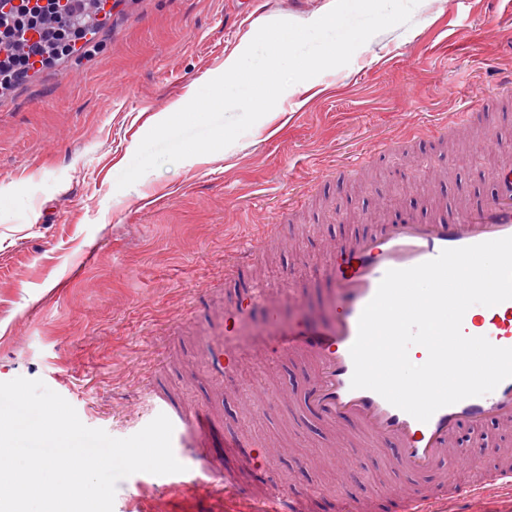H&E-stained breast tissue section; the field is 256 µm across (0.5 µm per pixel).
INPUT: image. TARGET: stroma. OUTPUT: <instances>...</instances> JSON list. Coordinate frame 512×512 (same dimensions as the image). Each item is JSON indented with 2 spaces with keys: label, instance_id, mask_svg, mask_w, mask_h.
Instances as JSON below:
<instances>
[{
  "label": "stroma",
  "instance_id": "obj_1",
  "mask_svg": "<svg viewBox=\"0 0 512 512\" xmlns=\"http://www.w3.org/2000/svg\"><path fill=\"white\" fill-rule=\"evenodd\" d=\"M326 2L263 0L245 24L241 0H112L82 54L0 89V333L18 332L0 342V382L43 380L83 424L126 438L154 418L136 405L143 376L157 372L188 407L219 413L223 437L282 448L259 470L220 448L244 491L259 497L286 484L308 496L310 512H334L341 486L355 499L379 494L385 458L362 456L344 469L330 463L320 424L300 432L280 416L285 375L303 379L306 364L243 353L231 384L261 390L266 403L228 411L200 339L223 334L229 300L260 281L273 288L288 278L304 290L298 304L280 297L282 326L327 321L329 289L319 273L345 230L330 215L343 208L379 224L422 213L457 185V174L435 175L448 154L466 159L487 193L497 191L501 155L468 160L475 146L493 142L495 124L480 119L452 138L444 131L449 114L485 97L512 106L499 87L512 75V40L495 22L512 0H430L415 8L411 26L376 34L348 65L284 92L227 148L161 166L122 190L117 178L147 132L222 74L262 25L299 21ZM425 129L440 137L421 155L408 135ZM382 142L393 146L384 163L339 177ZM157 192L169 202L145 209ZM379 196L390 197L389 208L375 207ZM274 224L285 234L225 283V266ZM181 462L177 476L136 473L118 482L113 512H124L134 487L142 512H225L224 499L199 486V462Z\"/></svg>",
  "mask_w": 512,
  "mask_h": 512
}]
</instances>
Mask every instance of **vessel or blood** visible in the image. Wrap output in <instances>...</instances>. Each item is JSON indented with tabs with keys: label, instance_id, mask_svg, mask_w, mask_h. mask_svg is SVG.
<instances>
[{
	"label": "vessel or blood",
	"instance_id": "b4317fda",
	"mask_svg": "<svg viewBox=\"0 0 512 512\" xmlns=\"http://www.w3.org/2000/svg\"><path fill=\"white\" fill-rule=\"evenodd\" d=\"M487 116L499 122L512 121L497 98L480 101L475 110L458 115L459 124ZM501 190L491 197L468 195L466 201H449L447 212L429 218H405L398 223L379 224L359 232L337 245L323 274L329 284L334 315L330 325L299 328L282 333L273 348L258 345L255 337L239 336V349L222 346L218 340L206 342L216 370H230L240 360V348L273 351L278 356H306L315 363V372L299 392L306 411L339 431L332 453L337 464L350 465L357 443L366 441L377 447L388 444L390 466L397 480L389 490L396 512H439V506L458 497L451 485L429 490L425 478L447 464L463 467L470 463L472 450L461 441L462 430L477 433L495 426L503 435L512 434V378L501 382L489 394L470 397L436 411L428 422H420L393 406L382 396L351 386L353 361L350 347L358 333V321L374 297L384 274L390 269H405L436 258L442 250L469 246L512 236V165L498 173ZM268 321H276L274 300L249 294L238 298L224 310V332L239 335L244 322L256 311ZM462 329L469 336H483L500 347L512 348V300L493 307L475 305L463 318ZM155 413L166 414L178 439H191L193 447L204 448L215 430V417L209 408L189 411L172 400L162 387H155L152 399ZM213 474L225 498L239 499L237 475L221 471L217 458H210ZM512 486V448L501 446L497 462L473 481L468 491L476 496L488 486ZM305 495L294 488L276 487L250 512H301ZM338 512H380L382 498L352 500L337 492Z\"/></svg>",
	"mask_w": 512,
	"mask_h": 512
}]
</instances>
